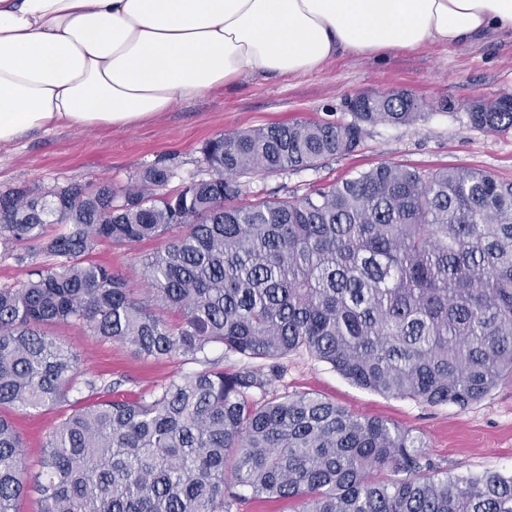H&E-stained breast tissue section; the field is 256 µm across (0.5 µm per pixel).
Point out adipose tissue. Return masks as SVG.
Instances as JSON below:
<instances>
[{"label":"adipose tissue","instance_id":"adipose-tissue-1","mask_svg":"<svg viewBox=\"0 0 512 512\" xmlns=\"http://www.w3.org/2000/svg\"><path fill=\"white\" fill-rule=\"evenodd\" d=\"M512 32V0H0V147L123 130L247 77Z\"/></svg>","mask_w":512,"mask_h":512}]
</instances>
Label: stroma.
Wrapping results in <instances>:
<instances>
[{
    "label": "stroma",
    "instance_id": "35a3bbf8",
    "mask_svg": "<svg viewBox=\"0 0 512 512\" xmlns=\"http://www.w3.org/2000/svg\"><path fill=\"white\" fill-rule=\"evenodd\" d=\"M402 88L431 103L424 118L409 125L370 126L356 152L314 168L244 177V198L299 197L382 162L425 173L473 168L512 182V131L475 128L466 112L473 101L512 93V37L503 35L453 47L428 45L385 60L346 55L310 74L244 80L230 93L182 102L160 118L125 131L60 128L35 133L0 151V191L23 188L43 195L102 182L119 190L158 165L170 170L164 190L174 193L209 177L202 147L218 135L296 120L347 123L352 116L343 107L346 97ZM443 99L451 100L454 110H436L435 102ZM163 245L160 239L132 247L103 244L92 258L111 266L139 291L145 287L144 259ZM48 332L79 355L91 377L118 383L120 393L128 397L198 368L182 355L141 359L127 344L101 340L77 326L53 325ZM273 389L280 395L316 393L356 415L382 418L410 430L423 439L433 462L449 472L512 471V381H503L465 409L449 404L429 407L360 388L328 364L299 353L289 356ZM64 412L61 406L8 411L23 439L29 475L38 473L45 437Z\"/></svg>",
    "mask_w": 512,
    "mask_h": 512
}]
</instances>
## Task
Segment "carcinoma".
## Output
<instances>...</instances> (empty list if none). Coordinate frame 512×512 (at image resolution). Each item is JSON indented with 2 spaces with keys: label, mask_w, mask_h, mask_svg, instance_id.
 <instances>
[{
  "label": "carcinoma",
  "mask_w": 512,
  "mask_h": 512,
  "mask_svg": "<svg viewBox=\"0 0 512 512\" xmlns=\"http://www.w3.org/2000/svg\"><path fill=\"white\" fill-rule=\"evenodd\" d=\"M353 121H295L221 135L212 176L173 194L152 166L118 192L0 193V259L47 255L0 288V410L76 408L27 476L0 413V512L32 488L39 512H233L245 496L298 512H512V472L448 473L421 437L317 394L264 398L305 351L353 384L465 409L512 380V183L480 171L383 162L302 197L238 203L239 179L354 152L365 126L415 122L429 104L384 91ZM472 126L512 130V95L469 106ZM170 234L138 294L89 255ZM179 314L169 323L163 312ZM77 324L144 359L202 368L133 398L85 376L43 326ZM261 362L226 372L208 356ZM88 391L94 401L81 397Z\"/></svg>",
  "instance_id": "cac0c4a2"
}]
</instances>
